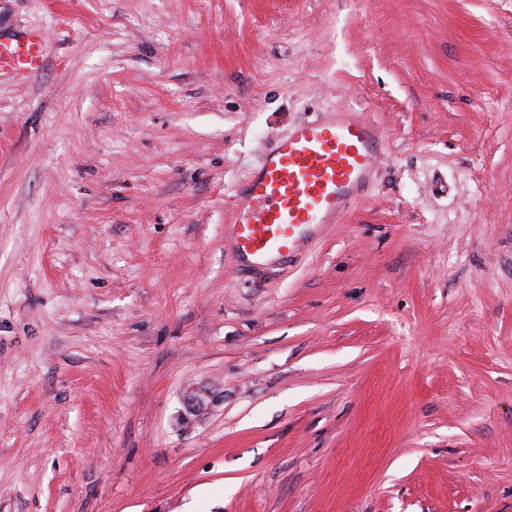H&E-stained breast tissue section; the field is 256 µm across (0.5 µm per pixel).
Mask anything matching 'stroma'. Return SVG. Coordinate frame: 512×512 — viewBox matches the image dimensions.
<instances>
[{
  "label": "stroma",
  "instance_id": "35a3bbf8",
  "mask_svg": "<svg viewBox=\"0 0 512 512\" xmlns=\"http://www.w3.org/2000/svg\"><path fill=\"white\" fill-rule=\"evenodd\" d=\"M0 512H512V0H0ZM354 108L366 197L224 240ZM224 402L179 414L190 385ZM45 35L38 29L27 32L15 44L0 41V70L37 74L44 65ZM383 137L362 114L323 112L274 140L235 197L227 241L258 263L291 254L302 236L334 224L362 200Z\"/></svg>",
  "mask_w": 512,
  "mask_h": 512
}]
</instances>
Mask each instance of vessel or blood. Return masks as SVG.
Instances as JSON below:
<instances>
[{
  "label": "vessel or blood",
  "instance_id": "b4317fda",
  "mask_svg": "<svg viewBox=\"0 0 512 512\" xmlns=\"http://www.w3.org/2000/svg\"><path fill=\"white\" fill-rule=\"evenodd\" d=\"M44 44L37 29L13 43L0 41V70L38 73ZM382 146L379 129L348 110L322 113L275 139L234 194L227 240L238 257L257 263L291 254L310 229L336 223L361 202Z\"/></svg>",
  "mask_w": 512,
  "mask_h": 512
}]
</instances>
